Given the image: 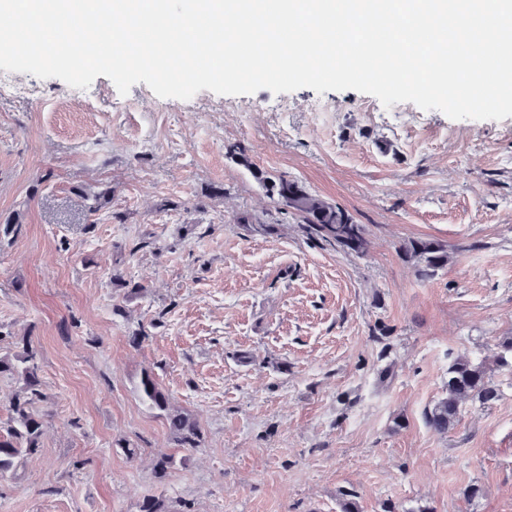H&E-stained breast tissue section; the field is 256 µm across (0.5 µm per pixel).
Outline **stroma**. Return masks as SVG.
Returning <instances> with one entry per match:
<instances>
[{"instance_id": "obj_1", "label": "stroma", "mask_w": 512, "mask_h": 512, "mask_svg": "<svg viewBox=\"0 0 512 512\" xmlns=\"http://www.w3.org/2000/svg\"><path fill=\"white\" fill-rule=\"evenodd\" d=\"M257 169L345 209L367 253L326 243ZM12 217L0 349L40 350L47 424L0 479V512H140L160 495L174 512H340L346 492L359 512H512V367L494 362L512 336V116L355 90L123 96L104 76L81 90L0 68V224ZM420 239L448 249L431 278L404 254ZM460 354L499 398L441 435L424 412ZM146 373L200 447H176L138 392ZM162 452L177 463L160 483Z\"/></svg>"}]
</instances>
